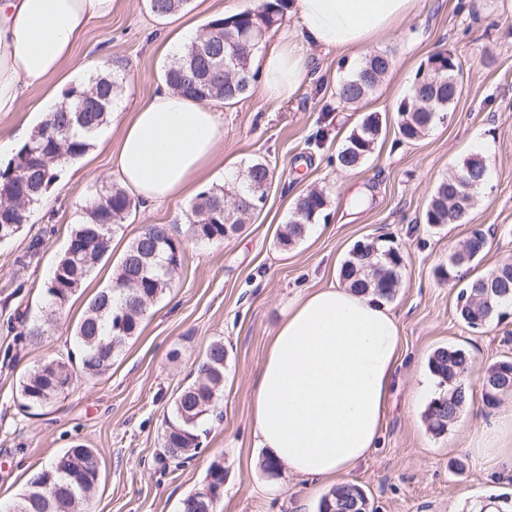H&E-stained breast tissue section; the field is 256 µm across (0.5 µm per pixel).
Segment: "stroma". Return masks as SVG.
I'll return each instance as SVG.
<instances>
[{
	"mask_svg": "<svg viewBox=\"0 0 512 512\" xmlns=\"http://www.w3.org/2000/svg\"><path fill=\"white\" fill-rule=\"evenodd\" d=\"M211 10L192 0L177 17L159 18L146 0H118L111 17L93 22L77 43L76 65L104 60L120 71L116 102H146L165 85L171 62L160 44L176 23L204 28ZM372 50L394 65L362 104L340 102L339 84L358 60L305 45L310 77L288 102L267 99L252 85L246 99L215 104L224 126L206 190L233 182L252 161L273 171L263 208L221 244L186 239L190 199L137 207L112 235L111 250L65 306L41 342L20 340L45 304V286L75 224L112 170L125 113H110L98 140L74 167H60L47 204L31 209L13 239L0 242V512L28 479L72 445L92 448L99 481L90 512H179L182 498L206 482L212 461L224 463L217 512H317L328 485L295 475L271 477L255 459L252 398L258 371L290 302L339 280L359 240L392 241L403 257L399 286L389 305L401 329V357L389 393L377 447L345 476L360 486L374 512H462L494 494L512 500V396L493 405L482 378L493 362L512 357V314L473 330L457 316L458 293L472 278L512 260V0H419L415 14ZM451 50L463 88L445 121L415 142L400 141L398 102L417 70L437 51ZM366 112L380 113L382 134L356 169L336 163L346 136ZM471 158L489 177L466 224L432 226L422 216L436 184ZM327 192V217L280 250L276 235L295 198L311 188ZM163 224L183 241L185 258L170 290L151 306L139 336L113 359L104 376L80 380L51 405L21 408V377L44 360L66 356L71 330L94 295L112 281L128 245L144 225ZM491 229L481 259L441 266L473 227ZM224 342L221 420L209 421L198 453L180 467L159 457L167 420L180 390L195 377L213 340ZM464 349L471 364L461 416L439 436L423 414L440 393L428 359L439 347ZM499 429L487 448L484 428Z\"/></svg>",
	"mask_w": 512,
	"mask_h": 512,
	"instance_id": "obj_1",
	"label": "stroma"
}]
</instances>
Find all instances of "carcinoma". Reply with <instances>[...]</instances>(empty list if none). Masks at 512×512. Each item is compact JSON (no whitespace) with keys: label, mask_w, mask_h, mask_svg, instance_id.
<instances>
[{"label":"carcinoma","mask_w":512,"mask_h":512,"mask_svg":"<svg viewBox=\"0 0 512 512\" xmlns=\"http://www.w3.org/2000/svg\"><path fill=\"white\" fill-rule=\"evenodd\" d=\"M150 11L165 18L185 10L190 0H147ZM291 0H265L259 12L243 11L211 20L212 32L207 37L210 54L200 60L199 71L206 79L190 82L191 62L197 59L200 44L193 40L177 62L164 74L166 85L199 102L235 104L246 98L251 84L245 74L257 78L251 58L258 51L259 40L250 31L263 26L278 29L287 15ZM392 59L384 53H370L351 78L344 81L338 96L344 104H358L370 95L391 69ZM460 80L461 66L442 72L436 81L412 84L399 102L401 116L398 132L401 139L412 142L424 137L440 113L449 111L448 76ZM121 83L117 74L100 75L87 85L72 86L64 101L49 113L38 126L36 139L27 142L15 154L5 169H0V225L11 224L19 232L27 222L30 206L40 202L48 187L57 178L55 168L80 158L90 144L79 138L77 130L92 133L106 124ZM382 133V122L375 112L361 116L336 155L343 168L358 166L375 146ZM273 171L264 160L249 164L233 188L259 200L265 197ZM454 196L452 182L444 178L435 186L424 214L427 224H467L477 196L455 209L448 202ZM224 188L215 187L200 192L191 205L195 223L186 229L190 240L198 244H219L241 229L243 216L234 209L219 208L224 203ZM328 207L326 193L310 189L292 204L284 228L277 233V244L286 250L304 237L307 226L325 216ZM137 208L129 193L117 184L104 187L86 206L85 219L71 231L66 249L46 288L44 318L32 323L25 332L31 343H38L57 322L70 296L76 292L110 249L112 233ZM486 237L485 231L473 229L459 249L448 257V269L442 271L451 278L455 268L476 260L472 237ZM182 242L170 234L163 224H153L127 248L117 265L112 285L101 290L89 303L74 328L78 360L56 358L34 367L19 383L21 406L25 409L44 408L69 390L78 377L93 379L112 367V360L125 344L138 335L146 312L152 303L170 287L173 274L183 259ZM403 258L393 247L382 250L373 246V254L357 258L350 256L340 270L341 278L350 288L371 293L376 298L391 300L399 282ZM503 275L497 278L493 295L496 312L492 318L505 315L504 308L512 305V268L496 267ZM486 274L469 281L459 292L463 303L457 307L459 319L473 327L470 301L486 294ZM222 340H214L205 351L195 380L186 386L174 401L172 419L163 438V459L170 462L185 460L200 447L202 426L214 415L216 402L224 388V358ZM432 374L443 389L425 411L428 428L436 435L448 430V425L461 415L466 402L461 378L469 367L467 353L454 347H439L429 358ZM512 395V360L491 364L483 376V397L493 404L503 396ZM99 464L95 452L81 444L56 455L40 471L30 477L26 487L10 508V512H88L90 498L98 481ZM224 487V465L211 464L207 482L202 488L186 495L180 502V512H215ZM369 499L356 485H340L325 494L318 512H369Z\"/></svg>","instance_id":"1"}]
</instances>
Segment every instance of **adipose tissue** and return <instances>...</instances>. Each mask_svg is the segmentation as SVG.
Wrapping results in <instances>:
<instances>
[{
  "mask_svg": "<svg viewBox=\"0 0 512 512\" xmlns=\"http://www.w3.org/2000/svg\"><path fill=\"white\" fill-rule=\"evenodd\" d=\"M418 0H294L283 29L257 62L265 95L290 99L309 73L298 36L349 53L394 31ZM116 0H0V114L26 89L61 74L91 22ZM224 137L213 107L164 88L130 112L114 175L147 206L189 197ZM394 314L338 282L289 303L252 399L256 447L289 473L332 483L374 450L398 363Z\"/></svg>",
  "mask_w": 512,
  "mask_h": 512,
  "instance_id": "1",
  "label": "adipose tissue"
}]
</instances>
